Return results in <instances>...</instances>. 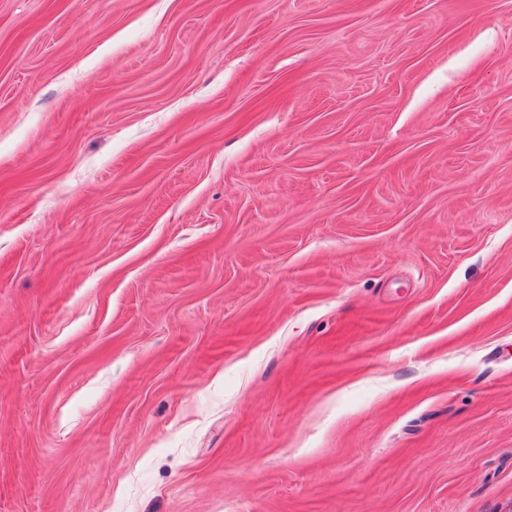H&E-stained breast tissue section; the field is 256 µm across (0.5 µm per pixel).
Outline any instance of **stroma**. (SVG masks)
<instances>
[{
    "mask_svg": "<svg viewBox=\"0 0 512 512\" xmlns=\"http://www.w3.org/2000/svg\"><path fill=\"white\" fill-rule=\"evenodd\" d=\"M0 512H512V0H0Z\"/></svg>",
    "mask_w": 512,
    "mask_h": 512,
    "instance_id": "stroma-1",
    "label": "stroma"
}]
</instances>
